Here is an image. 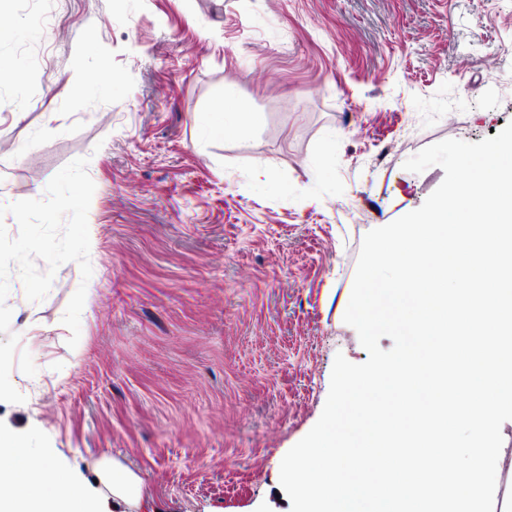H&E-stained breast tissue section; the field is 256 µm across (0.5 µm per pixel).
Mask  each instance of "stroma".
I'll return each mask as SVG.
<instances>
[{"instance_id":"35a3bbf8","label":"stroma","mask_w":512,"mask_h":512,"mask_svg":"<svg viewBox=\"0 0 512 512\" xmlns=\"http://www.w3.org/2000/svg\"><path fill=\"white\" fill-rule=\"evenodd\" d=\"M0 205L87 159L90 279L42 300L10 270L19 338L0 427L114 512H291L285 454L320 418L365 235L444 177L404 162L512 122V0H0ZM105 84L88 90L91 77ZM233 85L249 134L203 135ZM85 286L80 339L62 317ZM103 477H112V500L114 510L120 505L132 506L138 503L142 495L141 479L119 462L112 460V470L102 469Z\"/></svg>"}]
</instances>
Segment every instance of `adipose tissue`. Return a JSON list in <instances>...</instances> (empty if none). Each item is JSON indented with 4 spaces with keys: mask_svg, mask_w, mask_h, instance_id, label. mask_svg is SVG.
<instances>
[{
    "mask_svg": "<svg viewBox=\"0 0 512 512\" xmlns=\"http://www.w3.org/2000/svg\"><path fill=\"white\" fill-rule=\"evenodd\" d=\"M257 124L244 111L232 90L204 116L203 131L210 136L240 135ZM22 439L0 430V451L22 460V467L0 464V512H93V501L47 457L30 458Z\"/></svg>",
    "mask_w": 512,
    "mask_h": 512,
    "instance_id": "adipose-tissue-1",
    "label": "adipose tissue"
}]
</instances>
